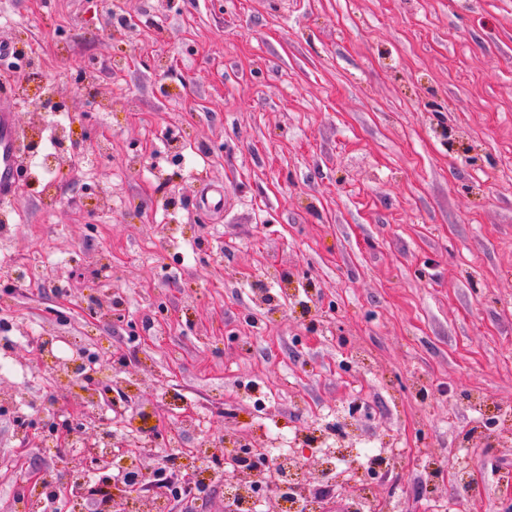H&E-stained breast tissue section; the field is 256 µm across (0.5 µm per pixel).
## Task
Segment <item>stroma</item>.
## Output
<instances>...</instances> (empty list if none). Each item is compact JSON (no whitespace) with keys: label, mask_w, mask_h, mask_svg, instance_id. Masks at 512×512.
I'll return each mask as SVG.
<instances>
[{"label":"stroma","mask_w":512,"mask_h":512,"mask_svg":"<svg viewBox=\"0 0 512 512\" xmlns=\"http://www.w3.org/2000/svg\"><path fill=\"white\" fill-rule=\"evenodd\" d=\"M0 512L65 482L2 417L54 354L121 351L113 399L157 467L179 431L389 459L370 512H512V0H0ZM45 75L29 87L30 71ZM221 190L223 206H203ZM21 144L14 112L0 110V198L10 199L17 190Z\"/></svg>","instance_id":"1"}]
</instances>
